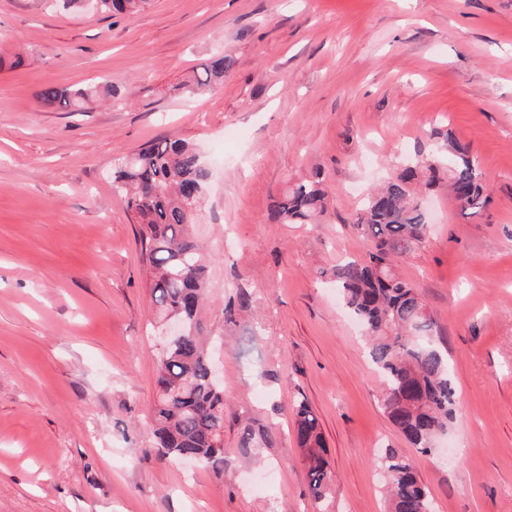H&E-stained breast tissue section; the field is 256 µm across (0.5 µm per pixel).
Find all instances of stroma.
Wrapping results in <instances>:
<instances>
[{"label":"stroma","instance_id":"1","mask_svg":"<svg viewBox=\"0 0 512 512\" xmlns=\"http://www.w3.org/2000/svg\"><path fill=\"white\" fill-rule=\"evenodd\" d=\"M0 512H388L381 459H406L434 512H512V0H153L131 17L0 0ZM222 87L181 84L213 55ZM109 79L90 112L46 87ZM178 136L211 168L195 231L207 325L224 334V471L159 456L153 304L138 226L112 166ZM452 138L488 205L437 186L431 233L400 271L448 352L456 417L438 450L384 414L381 376L331 278L366 253L360 202ZM321 174L316 224L272 199ZM250 308L223 323L237 288ZM307 402L335 478L308 494L290 411ZM268 446L243 447V429Z\"/></svg>","mask_w":512,"mask_h":512}]
</instances>
